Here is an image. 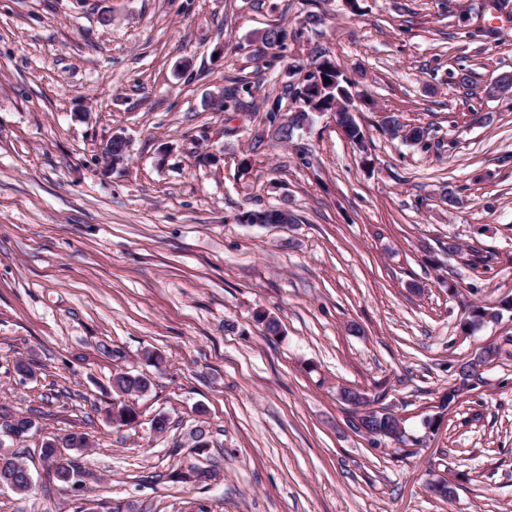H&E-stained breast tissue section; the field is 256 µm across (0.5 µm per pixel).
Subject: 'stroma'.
Wrapping results in <instances>:
<instances>
[{"label": "stroma", "instance_id": "stroma-1", "mask_svg": "<svg viewBox=\"0 0 512 512\" xmlns=\"http://www.w3.org/2000/svg\"><path fill=\"white\" fill-rule=\"evenodd\" d=\"M273 24L304 34L254 58ZM316 44L355 82L365 150L329 112L289 141L268 121ZM505 71L512 0H0V404L35 423L1 443L34 487L0 512H512V310L465 325L512 300ZM229 77L247 108L214 106ZM387 113L425 142L383 134ZM279 206L294 224L240 220ZM125 371L153 386L118 431ZM346 389L407 442L356 430ZM71 432L83 493L39 457ZM190 463L215 479L174 480Z\"/></svg>", "mask_w": 512, "mask_h": 512}]
</instances>
